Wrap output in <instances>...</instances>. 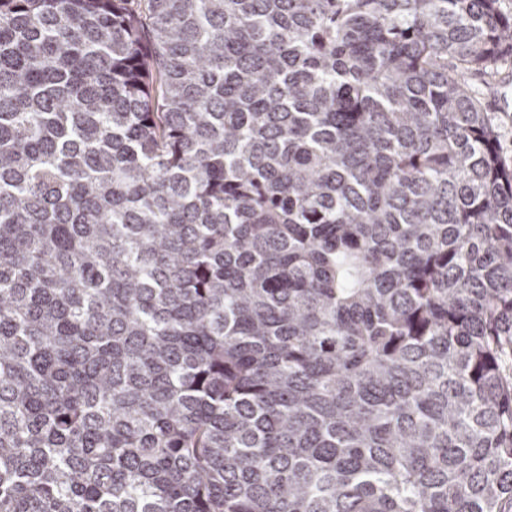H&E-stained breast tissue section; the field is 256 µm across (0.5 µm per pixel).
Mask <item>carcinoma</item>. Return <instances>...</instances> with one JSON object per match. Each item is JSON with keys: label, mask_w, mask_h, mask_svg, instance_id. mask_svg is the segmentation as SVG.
I'll return each mask as SVG.
<instances>
[{"label": "carcinoma", "mask_w": 512, "mask_h": 512, "mask_svg": "<svg viewBox=\"0 0 512 512\" xmlns=\"http://www.w3.org/2000/svg\"><path fill=\"white\" fill-rule=\"evenodd\" d=\"M499 0H0V512H512ZM505 78L510 80L512 86V64L508 63L507 66L500 70V74L496 78H490L485 75H475L472 79L473 89L481 96L483 103L490 112L498 111L496 108V98L500 93L503 83L497 85L498 79ZM496 110V111H495Z\"/></svg>", "instance_id": "carcinoma-1"}]
</instances>
